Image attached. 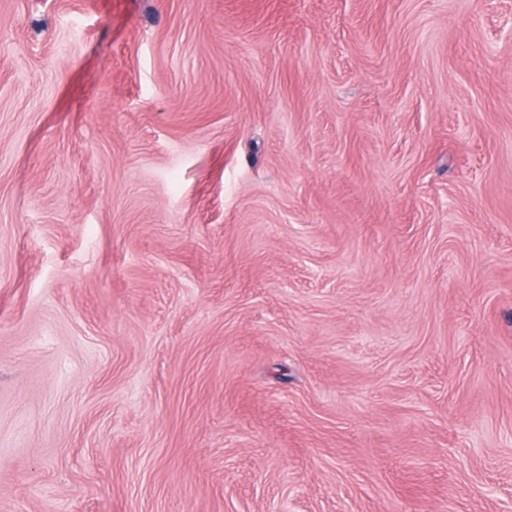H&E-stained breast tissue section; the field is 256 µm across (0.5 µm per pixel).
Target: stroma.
Instances as JSON below:
<instances>
[{"label":"stroma","instance_id":"1","mask_svg":"<svg viewBox=\"0 0 512 512\" xmlns=\"http://www.w3.org/2000/svg\"><path fill=\"white\" fill-rule=\"evenodd\" d=\"M512 0H0V512H512Z\"/></svg>","mask_w":512,"mask_h":512}]
</instances>
